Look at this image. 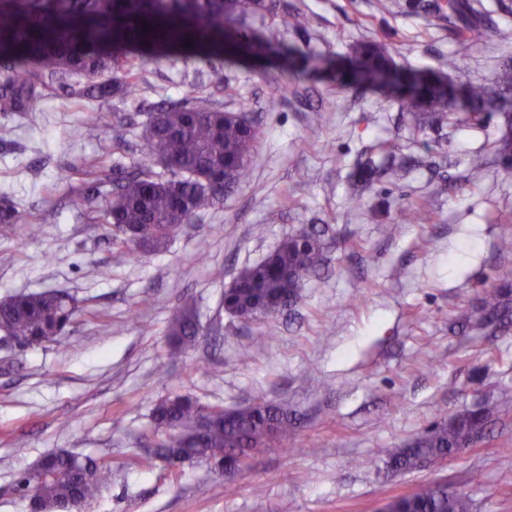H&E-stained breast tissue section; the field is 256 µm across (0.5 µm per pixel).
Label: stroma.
Here are the masks:
<instances>
[{"mask_svg":"<svg viewBox=\"0 0 512 512\" xmlns=\"http://www.w3.org/2000/svg\"><path fill=\"white\" fill-rule=\"evenodd\" d=\"M251 29L331 65L292 93L283 58L225 60L175 49L133 69L137 100L99 103L62 91L37 112L0 115V192L11 196L28 237L0 226V299L63 290L81 310L59 341L0 350V512H29L12 490L42 455L66 450L112 465L81 512H378L423 483L467 495L472 512H512V324L481 320L485 288L512 235V173L486 149L499 120L419 131L397 101L336 71L352 46L384 44L397 66L437 69L460 60L457 85L486 81L512 58V0H486L496 34L462 40L445 0H275ZM308 14L306 29L288 24ZM206 99L248 109L261 131L249 175L219 206L165 247L131 256L106 224L86 223L89 191L78 176L104 169L100 192L142 164L138 144L150 109ZM424 157L350 198L349 178L374 144ZM482 164L484 177L466 176ZM428 210L405 221L409 204ZM316 228L325 265L297 304L278 315L276 336L253 347L255 323L222 307L228 288L284 239ZM203 326L178 350L167 327L183 305ZM170 393L236 408L261 399L294 417L287 445L252 454L229 480L205 463L148 462L150 414ZM488 408L483 438L445 460L394 473L389 455L434 424Z\"/></svg>","mask_w":512,"mask_h":512,"instance_id":"35a3bbf8","label":"stroma"}]
</instances>
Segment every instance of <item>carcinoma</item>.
I'll return each instance as SVG.
<instances>
[{
    "mask_svg": "<svg viewBox=\"0 0 512 512\" xmlns=\"http://www.w3.org/2000/svg\"><path fill=\"white\" fill-rule=\"evenodd\" d=\"M448 19L458 37H479L492 28L483 0H447ZM275 4L264 0H0V112H35L41 90L55 82L69 95L106 101L112 91L135 99L141 87L127 68L121 77L101 76L120 60L144 59L174 47L225 50L227 56L276 55L270 40L256 38L247 20ZM345 74L357 85L393 95L409 125L420 130L443 126H479L486 112L499 116V134L489 142L505 171H512V64L494 84L455 86L428 79L394 65L384 46L361 42L347 57ZM260 131L245 111L226 113L202 101H186L148 113L140 152L146 164L117 180L91 224L114 226L112 244L133 250L131 238L154 249L167 244L169 229L191 224L201 213L224 201V194L247 176L258 147ZM162 168L157 172L152 165ZM422 165L415 158L381 167L369 157L352 181L353 197L389 171L393 174ZM19 214L10 196L0 194V224L10 227ZM324 263L319 236L294 234L259 263L245 268L224 289L223 306L232 316L259 324L254 337L262 344L275 332L271 319L279 308L297 302L304 281ZM512 288V264L497 267L495 283L483 292L482 317L507 318L501 309L505 289ZM77 306L67 292L48 290L18 293L0 301V333L40 344L60 338L72 324ZM175 344L188 349L201 334L199 315L183 307L168 324ZM489 412L462 411L396 449L389 465L409 471L454 453L459 441L483 433ZM151 425L157 432L173 426L192 437L176 449L182 459L216 465L247 467L245 457L288 436V411L279 406L241 407L224 415L222 406H204L195 398L173 393L156 402ZM61 476L40 480L28 467L15 483L23 497L37 494L42 512H55L58 503L96 498L108 483L111 468L88 469L72 461L61 463ZM389 512H472L468 496L448 485H422L389 502Z\"/></svg>",
    "mask_w": 512,
    "mask_h": 512,
    "instance_id": "obj_1",
    "label": "carcinoma"
}]
</instances>
